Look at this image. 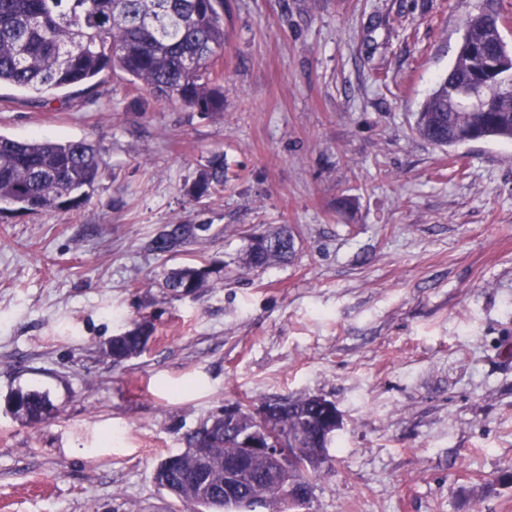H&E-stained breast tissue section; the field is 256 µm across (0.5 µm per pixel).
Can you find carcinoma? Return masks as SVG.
Returning <instances> with one entry per match:
<instances>
[{"mask_svg":"<svg viewBox=\"0 0 512 512\" xmlns=\"http://www.w3.org/2000/svg\"><path fill=\"white\" fill-rule=\"evenodd\" d=\"M502 15L497 0H487L480 12L464 22L463 40L453 66L440 79L416 114L417 132L433 142L448 136L446 147L464 139L512 140V96L492 99L481 110L448 107V86L465 87L485 76L480 56L500 59L512 71V49L500 32ZM224 0H0V85L41 95L82 85L101 73L118 69L130 81L159 99L177 98L202 114L224 111V88L216 63L224 52ZM102 158L84 140L16 141L0 135V205L26 211L54 213L78 206L97 181ZM224 185V161L214 159L201 173L194 195L201 197ZM210 224H168L148 243L160 255H175L209 237ZM295 251L292 235L253 236L242 263L256 271ZM212 265H184L165 273L158 286L179 297L203 287ZM112 362H124L145 345L132 337L110 340ZM13 414L26 423L50 416L54 404L47 391L17 390L9 399ZM280 408L279 424L296 440L298 466L285 479L310 480L305 453L320 448L323 407L318 396L269 401L263 410ZM254 427L251 412L232 422L214 415L186 439L189 448H205L213 470L209 485L187 484L195 474L193 461L169 469L166 483L191 512H209L215 489L224 477V461L234 456L241 438ZM266 465L253 463V475L242 486L237 512H281L280 500L269 494Z\"/></svg>","mask_w":512,"mask_h":512,"instance_id":"cac0c4a2","label":"carcinoma"}]
</instances>
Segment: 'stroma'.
Segmentation results:
<instances>
[{
    "mask_svg": "<svg viewBox=\"0 0 512 512\" xmlns=\"http://www.w3.org/2000/svg\"><path fill=\"white\" fill-rule=\"evenodd\" d=\"M485 0H227L224 109L0 86V135L85 140L87 202L0 211V512H188L154 481L228 405L317 395L342 428L306 512H512V141L453 149L414 114ZM224 184L193 186L215 155ZM212 224L173 257L165 225ZM296 252L239 274L248 237ZM221 261L197 296L163 270ZM146 350L105 343L143 317ZM57 407L26 424L18 389Z\"/></svg>",
    "mask_w": 512,
    "mask_h": 512,
    "instance_id": "stroma-1",
    "label": "stroma"
}]
</instances>
